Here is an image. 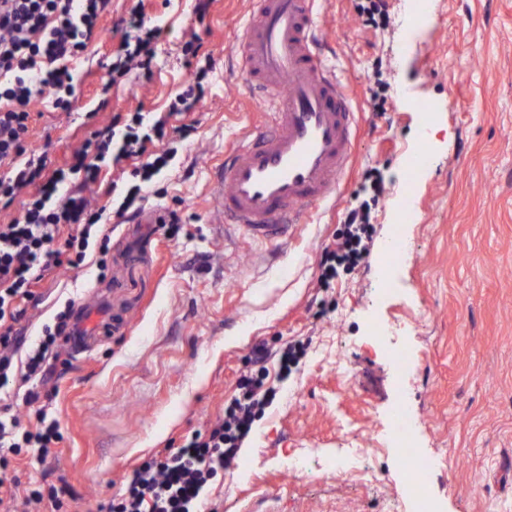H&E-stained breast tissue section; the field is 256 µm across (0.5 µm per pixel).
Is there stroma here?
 Wrapping results in <instances>:
<instances>
[{
  "instance_id": "35a3bbf8",
  "label": "stroma",
  "mask_w": 512,
  "mask_h": 512,
  "mask_svg": "<svg viewBox=\"0 0 512 512\" xmlns=\"http://www.w3.org/2000/svg\"><path fill=\"white\" fill-rule=\"evenodd\" d=\"M153 0L165 29L151 77L132 71L101 94L119 36L112 27L132 0H112L104 31L75 64L71 114L48 99L30 106V141L64 164L90 126L112 125L143 107L156 114L190 80L197 61L179 46L199 37L213 69L190 116L186 140L150 184L147 221L113 224L111 281L92 269L46 276L32 322L72 297L99 328L87 351L68 352L50 387L62 441L44 463L22 455L21 481L67 483L72 512H98L147 455L178 444L224 408L251 347L279 350L310 339L287 380L277 362V396L255 423L233 465L209 496L217 512H411L395 450L383 435L388 414L407 405L414 439L431 459L423 489L438 512H512V0H426L413 22L408 0H389L390 24L364 26L352 0H326L322 49L351 90L360 135L335 205L316 209L289 243H252L220 224L213 199L225 150L263 120L247 92L235 38L249 0ZM390 85L386 115L369 111L376 78ZM428 103L432 121L416 112ZM94 120H86V113ZM428 143L429 163L410 160ZM385 182L369 268L317 285L318 258L332 241L370 167ZM176 211L168 239L159 223ZM400 228L408 251L379 298L383 246ZM389 326L376 342L372 323ZM405 347L401 370L391 349ZM302 448L317 455L304 472L283 469ZM365 449L359 463L345 451ZM339 474H321L325 458Z\"/></svg>"
}]
</instances>
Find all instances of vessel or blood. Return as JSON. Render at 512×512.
I'll return each instance as SVG.
<instances>
[{
    "label": "vessel or blood",
    "instance_id": "obj_1",
    "mask_svg": "<svg viewBox=\"0 0 512 512\" xmlns=\"http://www.w3.org/2000/svg\"><path fill=\"white\" fill-rule=\"evenodd\" d=\"M320 0H251L235 41L264 123L214 179L219 219L257 242L280 240L334 201L358 126L347 86L318 50Z\"/></svg>",
    "mask_w": 512,
    "mask_h": 512
}]
</instances>
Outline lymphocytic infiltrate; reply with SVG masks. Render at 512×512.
I'll return each mask as SVG.
<instances>
[{"instance_id": "lymphocytic-infiltrate-1", "label": "lymphocytic infiltrate", "mask_w": 512, "mask_h": 512, "mask_svg": "<svg viewBox=\"0 0 512 512\" xmlns=\"http://www.w3.org/2000/svg\"><path fill=\"white\" fill-rule=\"evenodd\" d=\"M110 0H0V202L20 203L17 215L0 224V391L23 389L27 419L0 406V512H38L43 502L64 508L67 485L21 484L12 460L24 452L46 457L62 439L47 388L76 317L75 300H67L43 323L37 342L27 343L28 306L38 302L36 286L57 269L78 268L92 260L98 279H106L111 236L110 218H124L136 202L145 201V182L172 159L158 151L167 135L169 116L137 111L122 131L95 129L74 150L66 165L50 167L46 155L28 142L31 102L48 96L55 109L71 107L75 82L71 62L80 58L100 32ZM162 34L146 12L144 0L129 11L125 31L112 51L111 79L138 68L151 73ZM139 163L141 185L127 192L117 208L92 206L87 189L102 187L112 197L116 183L102 184L103 166ZM82 173L78 185H67L68 173ZM374 233L369 202L348 207L334 247L320 257V281L329 284L338 267L367 264ZM271 353L265 343L251 350L247 369L222 414L201 431L182 437L179 445L147 457L135 467L126 489L105 512H198L224 468L235 460L254 423L273 402L266 388Z\"/></svg>"}]
</instances>
